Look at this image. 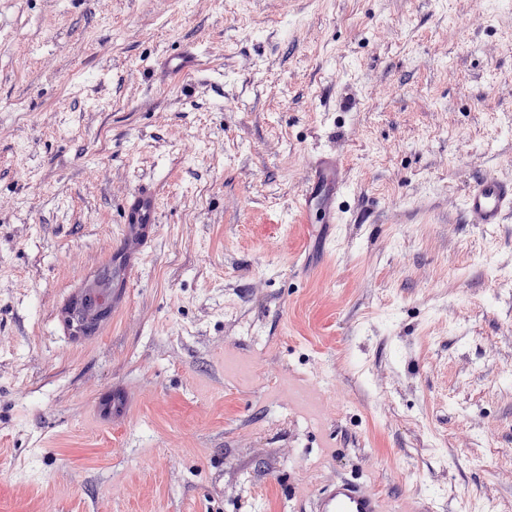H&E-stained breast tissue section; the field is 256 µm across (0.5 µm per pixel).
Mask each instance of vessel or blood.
<instances>
[{
	"label": "vessel or blood",
	"instance_id": "b4317fda",
	"mask_svg": "<svg viewBox=\"0 0 512 512\" xmlns=\"http://www.w3.org/2000/svg\"><path fill=\"white\" fill-rule=\"evenodd\" d=\"M201 58L185 48L164 60L169 72L188 75L198 70ZM337 163L325 154L312 162L307 185L297 202L300 214H314L317 223L332 224L337 218L336 202L341 187L336 178ZM464 211L470 223L499 224L512 214V181L495 176L477 178L464 196ZM159 206L153 191L141 187L127 199L124 222L130 234L148 239L158 222ZM313 512H387L384 499L364 482L339 478L318 487L313 497Z\"/></svg>",
	"mask_w": 512,
	"mask_h": 512
}]
</instances>
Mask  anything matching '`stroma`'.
<instances>
[{"label": "stroma", "instance_id": "1", "mask_svg": "<svg viewBox=\"0 0 512 512\" xmlns=\"http://www.w3.org/2000/svg\"><path fill=\"white\" fill-rule=\"evenodd\" d=\"M325 153L333 224L294 209ZM485 174L512 179V0H0V512H311L339 477L512 512ZM163 65L175 75H188L198 70L201 58L194 50L184 48L165 58ZM124 210V224L130 234L147 240L158 223L159 206L156 195L146 187L136 189L127 199Z\"/></svg>", "mask_w": 512, "mask_h": 512}]
</instances>
